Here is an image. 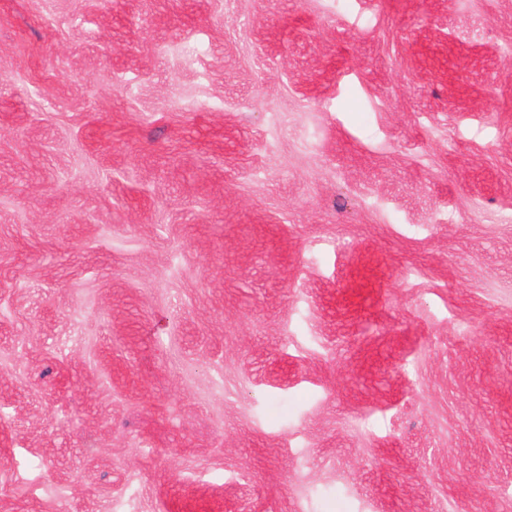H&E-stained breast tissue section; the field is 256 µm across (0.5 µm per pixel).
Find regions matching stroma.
I'll return each mask as SVG.
<instances>
[{
    "label": "stroma",
    "instance_id": "35a3bbf8",
    "mask_svg": "<svg viewBox=\"0 0 512 512\" xmlns=\"http://www.w3.org/2000/svg\"><path fill=\"white\" fill-rule=\"evenodd\" d=\"M0 512H512V0H0Z\"/></svg>",
    "mask_w": 512,
    "mask_h": 512
}]
</instances>
